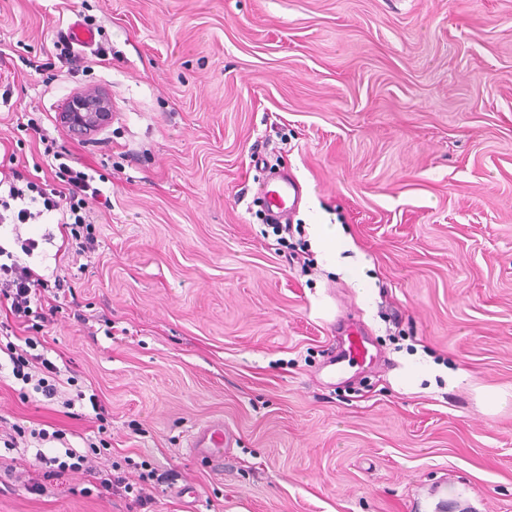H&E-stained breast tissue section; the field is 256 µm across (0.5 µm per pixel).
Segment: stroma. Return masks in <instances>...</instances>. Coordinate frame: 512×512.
Wrapping results in <instances>:
<instances>
[{"mask_svg": "<svg viewBox=\"0 0 512 512\" xmlns=\"http://www.w3.org/2000/svg\"><path fill=\"white\" fill-rule=\"evenodd\" d=\"M84 20L94 47L61 65ZM85 88L112 101L88 137L59 121ZM32 109L112 199L86 264L57 225L17 230L86 318L59 310L47 356L97 393L111 462L176 473L151 512H512V0H0L18 170ZM272 171L304 189L283 246ZM311 224L341 225L346 272ZM354 322L373 359L332 375ZM0 420L98 437L6 376ZM216 420L220 468L187 448ZM25 458L0 447V512H142L81 473L30 494Z\"/></svg>", "mask_w": 512, "mask_h": 512, "instance_id": "stroma-1", "label": "stroma"}]
</instances>
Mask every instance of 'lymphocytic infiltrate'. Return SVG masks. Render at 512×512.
<instances>
[{
    "label": "lymphocytic infiltrate",
    "instance_id": "lymphocytic-infiltrate-1",
    "mask_svg": "<svg viewBox=\"0 0 512 512\" xmlns=\"http://www.w3.org/2000/svg\"><path fill=\"white\" fill-rule=\"evenodd\" d=\"M17 125L38 138L43 146L42 160L59 184L49 186L40 176L26 175L14 168L6 172L0 170V224H34L43 218H56L58 224L68 230L76 256L91 257L98 249L99 235L91 206L97 203L111 208L110 197L93 174L72 165L68 151L44 135L36 119L23 112ZM6 253V248L0 245V304H6L13 321L26 325L31 331L23 345L9 342L1 349L8 356L13 378L31 386L46 399L61 400L67 409L89 401L96 419H103L104 407L98 396L78 389L77 377L63 375L41 352L45 339L40 332L54 314L57 302L71 292L67 276L56 273L48 278L18 260L4 262ZM34 461L43 479L28 483L27 488L33 493L41 491L43 480L93 469L89 455L70 447L52 455L39 448Z\"/></svg>",
    "mask_w": 512,
    "mask_h": 512
}]
</instances>
